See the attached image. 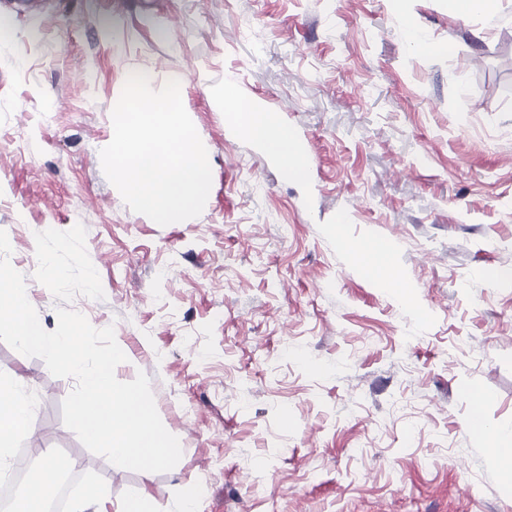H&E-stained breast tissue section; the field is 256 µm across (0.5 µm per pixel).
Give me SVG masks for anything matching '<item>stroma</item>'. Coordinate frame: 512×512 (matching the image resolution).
<instances>
[{
	"instance_id": "stroma-1",
	"label": "stroma",
	"mask_w": 512,
	"mask_h": 512,
	"mask_svg": "<svg viewBox=\"0 0 512 512\" xmlns=\"http://www.w3.org/2000/svg\"><path fill=\"white\" fill-rule=\"evenodd\" d=\"M0 0V230L41 326H114L119 381L149 380L182 458L143 476L62 418L74 389L0 342L36 396L14 445L79 463L73 496L148 488L153 512H512L468 417L512 428V0ZM440 45L421 52L416 39ZM182 82L207 149L202 213L157 225L100 151L131 72ZM280 113L289 175L224 91ZM388 243L411 290L341 237ZM347 249L355 257L363 271L382 288L396 294L402 301L411 300L400 268L392 258L391 249L376 240L345 241Z\"/></svg>"
}]
</instances>
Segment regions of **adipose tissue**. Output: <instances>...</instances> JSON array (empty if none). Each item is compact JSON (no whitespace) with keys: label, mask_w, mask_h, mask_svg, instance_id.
Instances as JSON below:
<instances>
[{"label":"adipose tissue","mask_w":512,"mask_h":512,"mask_svg":"<svg viewBox=\"0 0 512 512\" xmlns=\"http://www.w3.org/2000/svg\"><path fill=\"white\" fill-rule=\"evenodd\" d=\"M224 109L244 133L278 156L291 174L304 176L306 169L298 145L278 113L243 104L230 90L224 93ZM346 247L363 271L381 287L396 294L402 301H410L411 292L392 257L391 249L385 243L376 240L350 241ZM470 422L483 435L487 452L496 466L501 482L512 486V429L487 424L482 417V406L478 403L473 406ZM34 430L35 418L25 396L16 389L1 390L0 469L9 461L15 436ZM41 456L46 476L30 488L25 501L26 512H42L45 501L54 492L55 475L77 466L76 460L61 456L49 448L43 449Z\"/></svg>","instance_id":"adipose-tissue-1"}]
</instances>
